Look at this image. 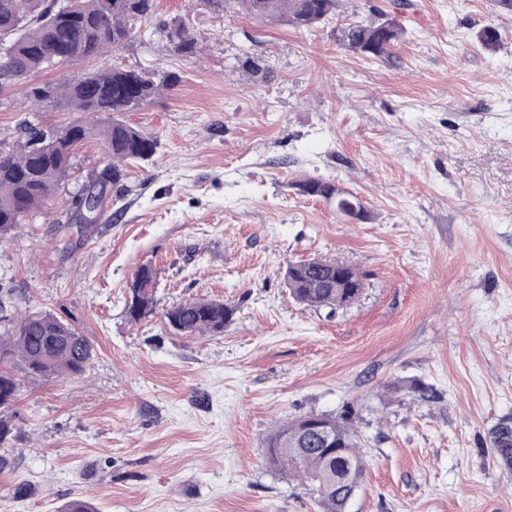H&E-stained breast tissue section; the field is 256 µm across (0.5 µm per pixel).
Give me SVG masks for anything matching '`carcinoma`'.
I'll return each mask as SVG.
<instances>
[{
  "label": "carcinoma",
  "mask_w": 512,
  "mask_h": 512,
  "mask_svg": "<svg viewBox=\"0 0 512 512\" xmlns=\"http://www.w3.org/2000/svg\"><path fill=\"white\" fill-rule=\"evenodd\" d=\"M194 6L216 17H231L243 10L261 23L287 25L309 30L335 15L336 0H194ZM155 12V0H0V36H6L0 52V89L26 80L32 73L56 71L62 77L30 89L36 110L45 108L83 112L90 116L109 114L103 122L76 121L64 127L23 122L24 134L13 144L0 147V239L39 215L54 198L66 191L72 158L89 139L104 147L101 168L92 171L103 183L119 185L127 176L131 161H146L158 148L156 138L115 117L131 112L178 84L175 75H160L149 69H128L120 65L106 70L73 74L67 68L100 54L126 47ZM403 27L391 18L369 24L351 23L342 28L339 41L349 50L384 58L403 36ZM162 35L172 53L196 56L201 48L186 17L165 23ZM481 46L494 51L501 35L493 26L477 34ZM301 192L312 197L333 198L342 192L330 181L309 179ZM346 267L347 281L336 287V270ZM157 274L148 266L139 268L129 288L125 312L132 322L155 313ZM287 288L299 303L334 315L355 304L364 290L361 274L345 263L313 258L288 265ZM232 306L211 299H192L174 304L163 312L167 326L181 336L224 333L232 319ZM94 355L88 337L51 313L25 314L7 319L0 331V364L19 359L26 372L41 378L80 376ZM17 383L13 375L0 370V472L10 466L9 449L4 447L13 433L9 411ZM311 420L329 427L336 447L322 448L308 436L300 450L292 441L304 433ZM500 466L512 470V417L500 420L490 432ZM265 458L276 470L309 481L323 512H345L349 498L359 485L345 480L344 467L362 462L357 429L347 417L308 414L277 426L264 440Z\"/></svg>",
  "instance_id": "obj_1"
}]
</instances>
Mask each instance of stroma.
I'll list each match as a JSON object with an SVG mask.
<instances>
[{"instance_id": "1", "label": "stroma", "mask_w": 512, "mask_h": 512, "mask_svg": "<svg viewBox=\"0 0 512 512\" xmlns=\"http://www.w3.org/2000/svg\"><path fill=\"white\" fill-rule=\"evenodd\" d=\"M394 17L379 59L342 27ZM189 17L200 57L159 34L73 64L174 72L171 91L122 120L156 137L97 223L64 201L0 242V302L53 313L94 345L78 377L19 365L0 512H321L311 486L270 468L263 441L306 414L350 413L364 476L348 512H512V472L488 432L512 416V13L489 0H340L308 30L217 18L156 0L154 23ZM501 34L484 51L478 31ZM40 71L0 91V143L34 117ZM330 180L371 214L352 224L303 195ZM336 259L365 278L335 316L296 302L292 261ZM157 272L156 312L134 323L127 286ZM235 313L219 336H180L173 304ZM435 392L422 400L418 387ZM27 486L24 497L13 494Z\"/></svg>"}]
</instances>
